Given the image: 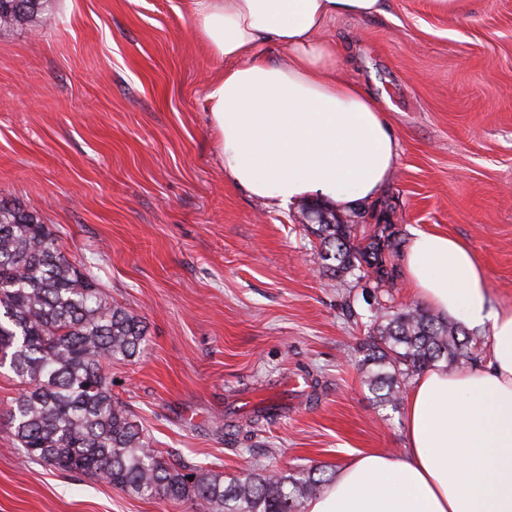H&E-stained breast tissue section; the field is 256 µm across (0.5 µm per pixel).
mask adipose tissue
I'll return each mask as SVG.
<instances>
[{
    "instance_id": "ef3b65f1",
    "label": "adipose tissue",
    "mask_w": 512,
    "mask_h": 512,
    "mask_svg": "<svg viewBox=\"0 0 512 512\" xmlns=\"http://www.w3.org/2000/svg\"><path fill=\"white\" fill-rule=\"evenodd\" d=\"M382 3L186 0L207 54L224 63L206 103L228 182L271 207L347 205L388 185L398 141L324 36L332 19L368 18ZM404 272L424 304L488 330L489 358L419 375L405 399L404 448L351 456L305 512H512V307L492 305L473 252L444 234L414 230Z\"/></svg>"
}]
</instances>
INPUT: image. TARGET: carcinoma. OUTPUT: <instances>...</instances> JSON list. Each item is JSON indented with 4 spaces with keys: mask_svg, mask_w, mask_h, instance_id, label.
Here are the masks:
<instances>
[{
    "mask_svg": "<svg viewBox=\"0 0 512 512\" xmlns=\"http://www.w3.org/2000/svg\"><path fill=\"white\" fill-rule=\"evenodd\" d=\"M50 0H0V31L48 15ZM312 228L323 269L336 274L375 266L378 280L391 234L363 248L336 219ZM376 333L360 344L368 388L396 406L409 380L438 363L463 367L481 343L457 323L419 308L380 313ZM147 342L142 318L114 305L94 279L60 250L40 217L0 202V362L23 384L9 424L23 457L61 471L95 475L127 495L188 500L195 512H301L332 478L319 468L291 473L258 467L224 475L152 448L127 405L112 393L115 360L130 361ZM193 480H188V477Z\"/></svg>",
    "mask_w": 512,
    "mask_h": 512,
    "instance_id": "cac0c4a2",
    "label": "carcinoma"
}]
</instances>
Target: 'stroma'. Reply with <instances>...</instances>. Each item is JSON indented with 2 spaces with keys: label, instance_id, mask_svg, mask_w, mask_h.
I'll list each match as a JSON object with an SVG mask.
<instances>
[{
  "label": "stroma",
  "instance_id": "obj_1",
  "mask_svg": "<svg viewBox=\"0 0 512 512\" xmlns=\"http://www.w3.org/2000/svg\"><path fill=\"white\" fill-rule=\"evenodd\" d=\"M0 33V201L37 213L63 254L147 343L112 365L154 448L242 478L251 464L337 472L403 445V406L376 402L360 342L379 305H418L399 267L412 229L475 254L512 305V0H385L327 28L338 62L382 105L400 145L375 199L332 208L354 247L383 227L391 273L333 278L306 204L267 207L224 178L206 110L221 69L185 0H53ZM308 379L305 393L285 381ZM21 386L0 367V512H193L99 478L24 461L10 429Z\"/></svg>",
  "mask_w": 512,
  "mask_h": 512
}]
</instances>
